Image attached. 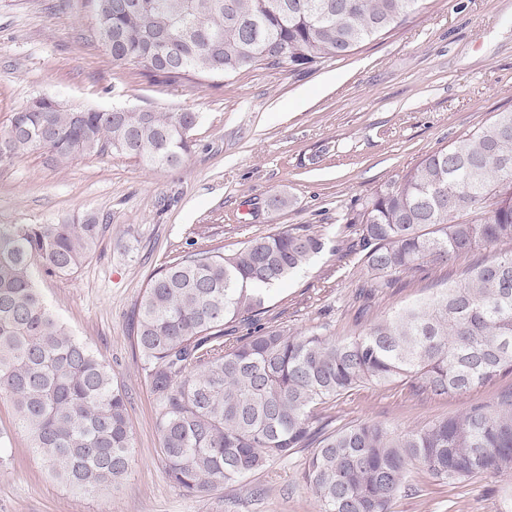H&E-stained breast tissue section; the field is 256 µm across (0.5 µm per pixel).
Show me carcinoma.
Listing matches in <instances>:
<instances>
[{
    "label": "carcinoma",
    "instance_id": "carcinoma-1",
    "mask_svg": "<svg viewBox=\"0 0 512 512\" xmlns=\"http://www.w3.org/2000/svg\"><path fill=\"white\" fill-rule=\"evenodd\" d=\"M112 36L111 60L166 84L256 68L337 61L407 22L422 0H87ZM0 132V163L34 150L58 164L119 154L175 169L191 152L195 112H97L45 98ZM350 223L371 287L427 260L457 262L512 240V112L423 157L377 188ZM106 225L94 212L56 224H0V395L48 472L100 493L125 477L133 438L112 366L49 309L33 280L71 275ZM186 249L152 273L137 310V348L156 402L160 453L187 496L239 481L300 448L319 512H393L414 470L439 486L512 471V386L465 411L389 430L332 427L336 398L369 383L416 393L473 391L512 373V253L336 339L263 321L270 292L322 250L305 231L254 237L229 252ZM243 330L242 336L235 332Z\"/></svg>",
    "mask_w": 512,
    "mask_h": 512
}]
</instances>
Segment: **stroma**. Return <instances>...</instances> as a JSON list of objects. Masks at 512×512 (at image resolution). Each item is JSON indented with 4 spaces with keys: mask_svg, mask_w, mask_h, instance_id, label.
<instances>
[{
    "mask_svg": "<svg viewBox=\"0 0 512 512\" xmlns=\"http://www.w3.org/2000/svg\"><path fill=\"white\" fill-rule=\"evenodd\" d=\"M87 0H0V129L34 98L93 110L196 112L193 149L175 170L135 159L88 157L62 166L37 150L0 164V224H54L94 212L108 227L75 274L35 269L46 304L110 363L130 396L128 474L111 490L76 494L51 477L0 399L11 462L0 467V512H318L303 478L310 449L203 496L168 480L155 401L132 320L148 276L193 236L225 250L259 235L305 228L324 246L274 290L266 321L343 339L460 278L464 267L512 251L503 241L445 268L429 263L375 293L361 315L356 288L370 283L351 218L381 184L421 158L512 111V0H424L421 10L345 59L285 72L258 68L220 86L155 83L113 64L93 37ZM276 194L283 210L267 208ZM512 384V375L465 394H418L408 383L368 385L337 398L336 426L403 428L461 412ZM394 512H512V472L459 486L413 473Z\"/></svg>",
    "mask_w": 512,
    "mask_h": 512,
    "instance_id": "35a3bbf8",
    "label": "stroma"
}]
</instances>
